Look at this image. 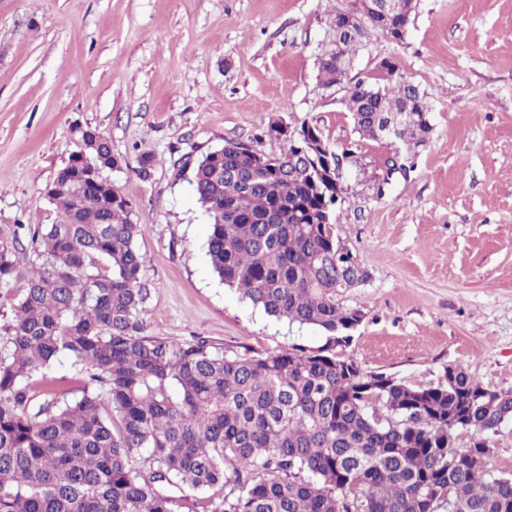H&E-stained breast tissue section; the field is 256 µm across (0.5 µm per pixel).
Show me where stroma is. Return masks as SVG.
Here are the masks:
<instances>
[{"label":"stroma","mask_w":512,"mask_h":512,"mask_svg":"<svg viewBox=\"0 0 512 512\" xmlns=\"http://www.w3.org/2000/svg\"><path fill=\"white\" fill-rule=\"evenodd\" d=\"M346 3L0 0V248L30 267L24 227L53 223L46 187L90 127L145 227L150 334L249 356L320 348V329L267 316L213 274L190 185L209 151L278 154L288 143L269 125L308 123L354 158L333 222L369 278L339 297L362 313L346 356L413 386L460 364L512 389V0H418L404 41L373 31L328 87L319 57ZM387 61L431 104L412 152L361 137L343 105Z\"/></svg>","instance_id":"1"}]
</instances>
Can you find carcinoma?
Masks as SVG:
<instances>
[{
  "label": "carcinoma",
  "instance_id": "1",
  "mask_svg": "<svg viewBox=\"0 0 512 512\" xmlns=\"http://www.w3.org/2000/svg\"><path fill=\"white\" fill-rule=\"evenodd\" d=\"M371 30L323 52L325 85L340 82ZM344 105L364 138L379 139L383 112L417 114L398 132L409 149L431 131L414 85L360 81ZM84 155L111 169L106 139ZM286 165L284 151L246 198L224 168L249 160L221 147L191 180L221 282L271 317L326 333L321 349L257 356L148 334L144 225L111 203L110 182L90 200L68 168L57 172L56 220L33 228L31 267L15 274L0 250V281L23 288L0 347V512H181L189 492L210 493V512H512V474L458 445L462 433L488 439L512 424V390L491 405L461 365L444 383L370 388L379 374L334 352L357 312L336 301L351 251L314 223L328 199L279 178ZM239 200L231 219L225 205ZM63 359L82 380L71 399L49 377Z\"/></svg>",
  "mask_w": 512,
  "mask_h": 512
}]
</instances>
